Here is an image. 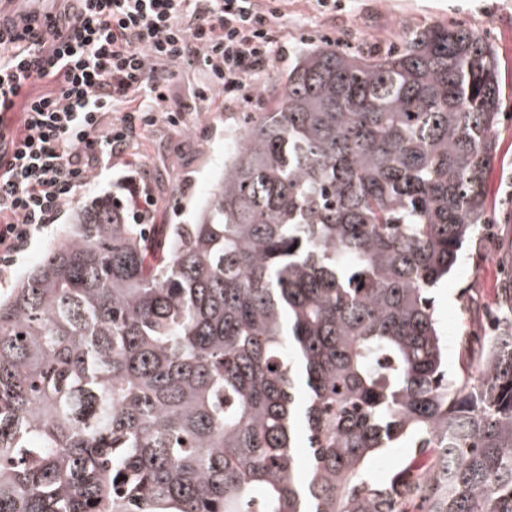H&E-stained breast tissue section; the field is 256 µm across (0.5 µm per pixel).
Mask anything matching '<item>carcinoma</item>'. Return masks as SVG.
Here are the masks:
<instances>
[{"label":"carcinoma","instance_id":"cac0c4a2","mask_svg":"<svg viewBox=\"0 0 512 512\" xmlns=\"http://www.w3.org/2000/svg\"><path fill=\"white\" fill-rule=\"evenodd\" d=\"M267 93L195 223L79 203L0 295V512H512V279L475 377L431 297L490 221L495 50L309 44Z\"/></svg>","mask_w":512,"mask_h":512}]
</instances>
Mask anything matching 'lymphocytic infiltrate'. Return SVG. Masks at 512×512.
I'll return each mask as SVG.
<instances>
[{"mask_svg": "<svg viewBox=\"0 0 512 512\" xmlns=\"http://www.w3.org/2000/svg\"><path fill=\"white\" fill-rule=\"evenodd\" d=\"M63 2L54 15L0 16L5 263L102 171L136 165L140 130L185 125L166 95L175 70L204 74L225 101L251 100L288 18L280 0Z\"/></svg>", "mask_w": 512, "mask_h": 512, "instance_id": "f902f5d3", "label": "lymphocytic infiltrate"}]
</instances>
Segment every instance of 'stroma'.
Here are the masks:
<instances>
[{"instance_id":"obj_1","label":"stroma","mask_w":512,"mask_h":512,"mask_svg":"<svg viewBox=\"0 0 512 512\" xmlns=\"http://www.w3.org/2000/svg\"><path fill=\"white\" fill-rule=\"evenodd\" d=\"M287 10L288 24L278 32L284 52L272 68L278 75L287 72L293 50L304 44L326 42L351 48L375 42L384 46L398 43L423 24L466 26L495 49L505 106L495 131L498 152L489 178L487 202L494 221L485 226L480 247L467 248L435 293L437 320L447 338L449 372L476 369L482 350L476 328L484 317L498 313L504 264L512 260V0H344L343 9L333 14L321 12L315 0H288ZM202 82L199 73L182 70L170 84L173 106L195 104L188 131L162 124L146 128L136 143L139 163L103 173L77 194V202L115 193L117 184L133 181L146 185L156 198L153 223H194L225 157L240 139L244 112H266L271 107L262 93L245 107L212 99L201 95ZM68 224L67 216H60L35 235L26 251L0 266V290L15 287L62 238Z\"/></svg>"}]
</instances>
